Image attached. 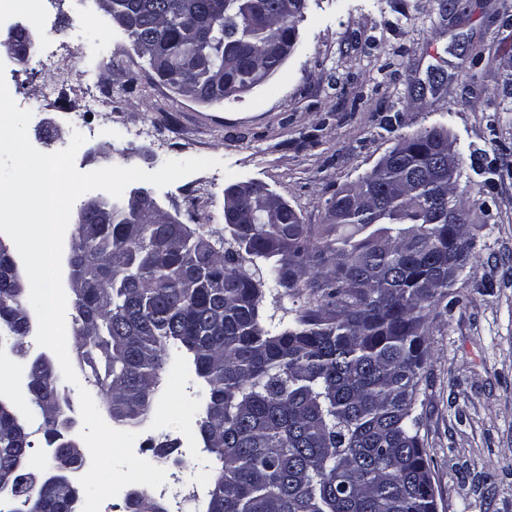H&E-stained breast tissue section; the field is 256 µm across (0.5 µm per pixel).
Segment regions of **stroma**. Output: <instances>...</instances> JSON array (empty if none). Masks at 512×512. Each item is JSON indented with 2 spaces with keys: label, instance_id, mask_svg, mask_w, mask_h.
Here are the masks:
<instances>
[{
  "label": "stroma",
  "instance_id": "obj_1",
  "mask_svg": "<svg viewBox=\"0 0 512 512\" xmlns=\"http://www.w3.org/2000/svg\"><path fill=\"white\" fill-rule=\"evenodd\" d=\"M29 27L36 54L22 68L0 49V76L31 113V145L67 147L80 112L100 131L78 150L79 171L221 160L148 188L213 240L224 235L230 184L264 183L303 223L322 224L327 199L401 137L447 128L464 158L458 193L474 257L429 310L414 413L439 512H512V0H307L297 50L263 84L215 104L160 81L95 0H47ZM61 85L69 99L57 98ZM148 125L170 132L166 148L140 137ZM203 391L191 358L173 356L146 419L157 429L149 452L178 443Z\"/></svg>",
  "mask_w": 512,
  "mask_h": 512
}]
</instances>
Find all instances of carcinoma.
Here are the masks:
<instances>
[{
	"mask_svg": "<svg viewBox=\"0 0 512 512\" xmlns=\"http://www.w3.org/2000/svg\"><path fill=\"white\" fill-rule=\"evenodd\" d=\"M292 0H108L133 15L129 39L164 57L157 77L191 96L222 75L244 82L285 59L269 54L280 37L296 48L303 14ZM441 126L406 135L358 182L328 201L315 231L293 209L251 200L239 224L210 243L186 224L153 212L131 228L97 224L73 247V350L90 370L94 396L112 420L138 425L149 413L172 347L193 355L206 384L197 419L218 463L207 512H434L430 462L413 416L429 357L425 324L448 293V263L468 264L473 239L465 206L433 168ZM11 254L0 245V346L27 360L34 414L68 407L61 370L28 358L24 290L13 287ZM224 278L219 292L212 279ZM272 281L301 296L288 327L261 314ZM50 470L82 465L76 445L48 423ZM27 424L0 398V471L15 470L0 512H72V488L43 492L25 469ZM128 512H166L134 488Z\"/></svg>",
	"mask_w": 512,
	"mask_h": 512,
	"instance_id": "cac0c4a2",
	"label": "carcinoma"
}]
</instances>
